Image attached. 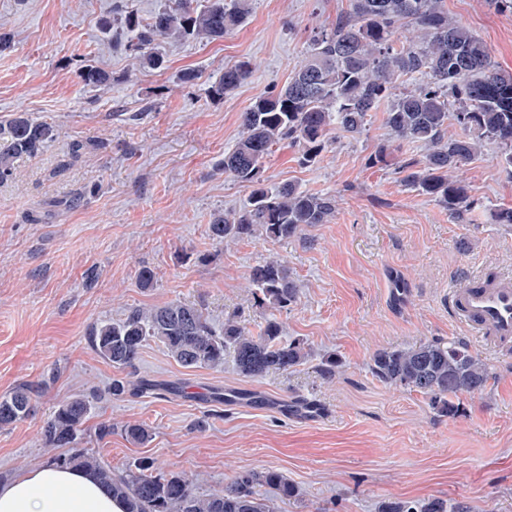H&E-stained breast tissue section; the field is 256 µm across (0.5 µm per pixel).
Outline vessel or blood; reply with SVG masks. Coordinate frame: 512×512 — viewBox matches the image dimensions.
<instances>
[{"label": "vessel or blood", "instance_id": "b4317fda", "mask_svg": "<svg viewBox=\"0 0 512 512\" xmlns=\"http://www.w3.org/2000/svg\"><path fill=\"white\" fill-rule=\"evenodd\" d=\"M453 319L495 352H512V275L493 274L448 290Z\"/></svg>", "mask_w": 512, "mask_h": 512}]
</instances>
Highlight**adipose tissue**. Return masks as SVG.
<instances>
[{"label": "adipose tissue", "mask_w": 512, "mask_h": 512, "mask_svg": "<svg viewBox=\"0 0 512 512\" xmlns=\"http://www.w3.org/2000/svg\"><path fill=\"white\" fill-rule=\"evenodd\" d=\"M0 512H124L91 476L44 465L0 484Z\"/></svg>", "instance_id": "obj_1"}]
</instances>
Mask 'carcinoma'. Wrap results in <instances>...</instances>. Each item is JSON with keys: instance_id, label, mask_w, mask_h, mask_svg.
<instances>
[{"instance_id": "carcinoma-1", "label": "carcinoma", "mask_w": 512, "mask_h": 512, "mask_svg": "<svg viewBox=\"0 0 512 512\" xmlns=\"http://www.w3.org/2000/svg\"><path fill=\"white\" fill-rule=\"evenodd\" d=\"M252 0H174L145 21L130 17L136 32L132 51L144 71L162 68L155 42L172 39L211 42L240 27L251 15ZM410 26L417 39L404 43L397 31ZM252 73L249 62L224 67L209 87L222 99ZM82 83L98 87L110 74L94 65L80 72ZM405 80L415 82L400 90ZM391 101L385 125L395 148L419 143L426 153L420 163L398 167L401 180L464 219L470 210L469 188L453 172L482 156L512 173V71L493 64L485 44L463 24L448 17L440 0H350V9L328 28L316 32L286 85L257 96L240 115L241 136L224 153V174L251 188L237 211L216 213L212 239L220 243L251 239H287L336 212L330 194L312 193L293 183L273 185L264 177L265 161L274 146L287 141L299 148L306 166L320 161L330 135H361L369 113ZM456 132L449 133V127ZM57 138L54 125L20 111L0 122V180L12 176L15 163L43 153ZM249 283L257 307L271 311L256 334L233 317L215 326L193 303L170 301L134 307L118 321H103L89 333L93 351L112 366L132 369L149 341L161 344L186 369L218 368L232 359L238 373L257 379L303 364L309 353L299 339L283 335L275 312L295 304L300 286L280 260H265L250 269ZM373 376L390 387L416 391L440 417H454L460 400L482 392L490 367L460 339L432 340L407 347L379 349L371 357ZM158 389L146 379L112 380L115 399L141 397ZM32 390L17 387L0 397V427L24 420L31 412ZM92 400L85 394L64 401L43 426L49 448L64 452L52 459L60 467L82 469L95 476L125 504V512H273L259 488L267 486L288 499L297 490L275 470L241 472L224 488L198 491L185 473L164 472L149 457L116 474L88 448L76 447ZM379 512H466L442 499L421 503L384 502Z\"/></svg>"}]
</instances>
